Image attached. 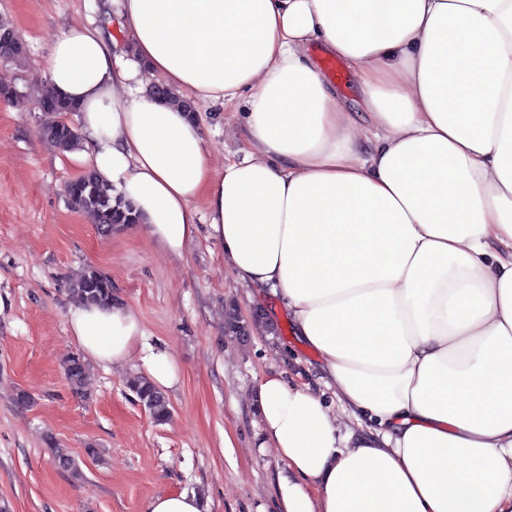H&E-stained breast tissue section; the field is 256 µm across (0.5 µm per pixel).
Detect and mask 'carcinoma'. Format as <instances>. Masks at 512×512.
<instances>
[{
    "label": "carcinoma",
    "instance_id": "carcinoma-1",
    "mask_svg": "<svg viewBox=\"0 0 512 512\" xmlns=\"http://www.w3.org/2000/svg\"><path fill=\"white\" fill-rule=\"evenodd\" d=\"M39 134L47 143L61 150H72L79 145V141L67 137L66 131L59 128L53 115L47 116ZM72 194L81 199L80 210L94 215L97 223L109 233L126 224L138 223V217L131 205L121 202L115 207L112 206V187L101 181L92 170L78 178ZM68 291L77 302L110 305L114 300L112 280L91 266L70 282ZM62 368L72 393L86 397L88 364L84 358L73 354L64 360ZM126 386L137 401L145 404L146 410L152 413L154 422L162 424L168 420L170 410L165 395L145 377L132 375L127 379ZM55 460L74 479L83 478L79 465L70 455L58 450Z\"/></svg>",
    "mask_w": 512,
    "mask_h": 512
}]
</instances>
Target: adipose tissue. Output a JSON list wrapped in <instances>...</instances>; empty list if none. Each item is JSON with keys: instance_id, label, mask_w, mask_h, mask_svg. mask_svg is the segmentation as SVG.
Wrapping results in <instances>:
<instances>
[{"instance_id": "obj_1", "label": "adipose tissue", "mask_w": 512, "mask_h": 512, "mask_svg": "<svg viewBox=\"0 0 512 512\" xmlns=\"http://www.w3.org/2000/svg\"><path fill=\"white\" fill-rule=\"evenodd\" d=\"M54 40L85 155L168 256L206 228L316 356L326 405L265 376L276 512H512V0H113ZM341 59L351 105L312 62ZM245 103L239 157L150 93ZM205 200L198 209L197 200ZM84 357L179 368L122 301L74 303ZM309 55L313 61V63L318 67V69L322 71V64L323 61L326 59H333L337 60L342 67V76L339 79H332L330 77L325 76L327 81H329L331 84L334 85L336 88V93L339 95L345 97L351 105H357L359 100V89L355 82L354 77L350 73V71L347 69L346 65L343 63L342 60L332 57L328 55L321 47L319 46H312L309 49Z\"/></svg>"}]
</instances>
